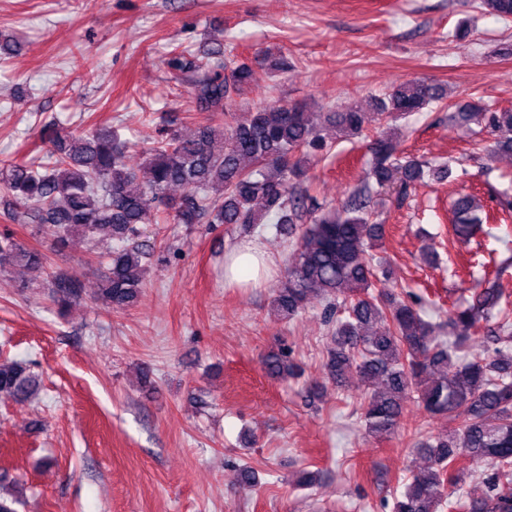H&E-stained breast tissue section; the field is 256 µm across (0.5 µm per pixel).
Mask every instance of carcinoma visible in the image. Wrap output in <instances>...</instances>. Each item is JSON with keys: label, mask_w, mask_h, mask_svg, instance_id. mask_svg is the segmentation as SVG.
<instances>
[{"label": "carcinoma", "mask_w": 512, "mask_h": 512, "mask_svg": "<svg viewBox=\"0 0 512 512\" xmlns=\"http://www.w3.org/2000/svg\"><path fill=\"white\" fill-rule=\"evenodd\" d=\"M478 8L512 18V0H479ZM168 65L190 78V103L198 112L228 111L234 97L258 84L248 65L227 64L221 48L199 57L176 47ZM431 103L454 108L448 120L475 124L493 136L496 148L512 151V109L455 107L447 94L409 79L371 112L356 105L313 112L306 104L273 100L223 127L207 124L190 136L165 131L137 168L126 164L125 142L110 125L87 134L54 128L51 166L40 171L31 161L13 162L0 169V184L15 199L10 219L44 226L55 247L65 248L76 235L116 242L98 288V298L113 310L136 303L146 280L155 245L141 239V225L232 224L245 233L280 226L292 236L293 253L272 310L292 319L313 299L332 301L328 314L343 307L345 316L332 324L325 370L338 388L350 375L358 377L365 433L397 434L404 403L414 396L428 413L455 423L413 443L411 454L426 466L408 467L392 512H512V310L501 307L495 289L483 287L487 278L472 274L463 289L468 297L443 312L448 335L437 336L417 304L376 290V268L385 259L373 250L383 242L385 225L370 210V185L383 189L398 181L407 189L449 174L447 164L402 159L399 140L383 127ZM327 125L338 139H369L368 176L340 208L314 217L304 182L328 148ZM452 209L460 239L490 221L480 216L473 194L460 195ZM13 267L40 271L45 256L0 234V271ZM80 288L75 279L56 280L54 303L65 308ZM262 368L284 380L293 363L272 350ZM39 390L29 363L0 359V397L24 404ZM474 476L483 486L479 496L465 491Z\"/></svg>", "instance_id": "carcinoma-1"}]
</instances>
